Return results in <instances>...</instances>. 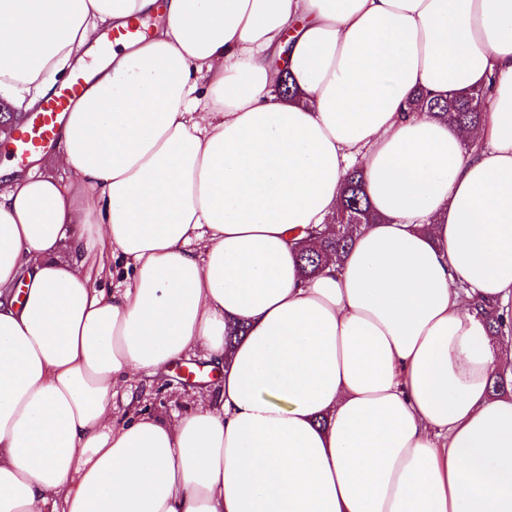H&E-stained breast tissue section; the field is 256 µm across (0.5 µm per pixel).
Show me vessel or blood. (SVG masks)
<instances>
[{
    "mask_svg": "<svg viewBox=\"0 0 512 512\" xmlns=\"http://www.w3.org/2000/svg\"><path fill=\"white\" fill-rule=\"evenodd\" d=\"M85 86L84 77L78 75L55 89L13 140L14 155L23 159L42 152L49 144L55 142L66 113L69 112L73 101L82 95Z\"/></svg>",
    "mask_w": 512,
    "mask_h": 512,
    "instance_id": "1",
    "label": "vessel or blood"
}]
</instances>
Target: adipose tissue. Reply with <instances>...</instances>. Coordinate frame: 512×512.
<instances>
[{"label":"adipose tissue","mask_w":512,"mask_h":512,"mask_svg":"<svg viewBox=\"0 0 512 512\" xmlns=\"http://www.w3.org/2000/svg\"><path fill=\"white\" fill-rule=\"evenodd\" d=\"M82 69L68 180L0 164V512H512V0H0L16 114ZM353 166L374 219L302 276ZM190 356L214 398L118 414ZM488 90L471 89L448 93V98H433L419 93L409 104L410 111L426 109L438 117H448V122L459 125L480 123L487 112Z\"/></svg>","instance_id":"adipose-tissue-1"}]
</instances>
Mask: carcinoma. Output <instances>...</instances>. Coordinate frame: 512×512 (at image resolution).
Wrapping results in <instances>:
<instances>
[{"label": "carcinoma", "mask_w": 512, "mask_h": 512, "mask_svg": "<svg viewBox=\"0 0 512 512\" xmlns=\"http://www.w3.org/2000/svg\"><path fill=\"white\" fill-rule=\"evenodd\" d=\"M487 105L488 90L479 88L451 92L446 98H433L420 93L411 100L409 109L412 112L425 109L438 117L448 118L450 122L465 125L481 122L487 112ZM339 212L346 217L348 224H340L329 233L319 227L302 230L303 237L299 242L312 240V245L298 250L300 269L304 276L309 277L320 271L323 253L329 251L341 255L348 247L353 231L369 222V203L364 194L363 176L356 168L349 170L343 179ZM477 309L492 328L493 334L504 333L503 314L500 313L499 305L480 301Z\"/></svg>", "instance_id": "cac0c4a2"}]
</instances>
